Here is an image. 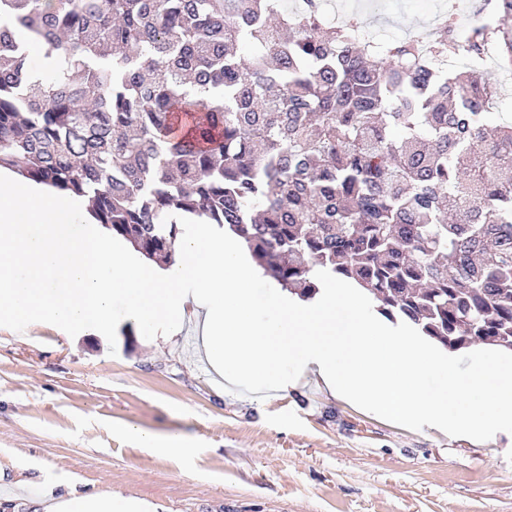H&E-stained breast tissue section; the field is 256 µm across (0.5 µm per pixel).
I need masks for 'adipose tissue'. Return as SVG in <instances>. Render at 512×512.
<instances>
[{"label": "adipose tissue", "instance_id": "adipose-tissue-1", "mask_svg": "<svg viewBox=\"0 0 512 512\" xmlns=\"http://www.w3.org/2000/svg\"><path fill=\"white\" fill-rule=\"evenodd\" d=\"M33 507L35 512H142V504L106 493H82L68 487L56 490L44 486L35 503H28L23 484L13 486L10 494L0 496V512H20L21 508Z\"/></svg>", "mask_w": 512, "mask_h": 512}]
</instances>
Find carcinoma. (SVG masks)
<instances>
[{"label": "carcinoma", "instance_id": "1", "mask_svg": "<svg viewBox=\"0 0 512 512\" xmlns=\"http://www.w3.org/2000/svg\"><path fill=\"white\" fill-rule=\"evenodd\" d=\"M322 7L0 0V167L149 260L203 219L303 301L327 270L448 350L512 351V123L448 68L491 46L511 71L512 28L450 14L375 43ZM14 28L58 69L35 74Z\"/></svg>", "mask_w": 512, "mask_h": 512}]
</instances>
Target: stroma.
I'll return each instance as SVG.
<instances>
[{"label": "stroma", "mask_w": 512, "mask_h": 512, "mask_svg": "<svg viewBox=\"0 0 512 512\" xmlns=\"http://www.w3.org/2000/svg\"><path fill=\"white\" fill-rule=\"evenodd\" d=\"M364 30L408 38L444 0H355ZM194 332L146 340L127 318L117 345L49 324L0 327V470L76 481L157 512H512V434L470 442L413 431L332 397L314 376L238 395L198 360ZM133 424L195 445L190 459L139 447Z\"/></svg>", "instance_id": "obj_1"}]
</instances>
